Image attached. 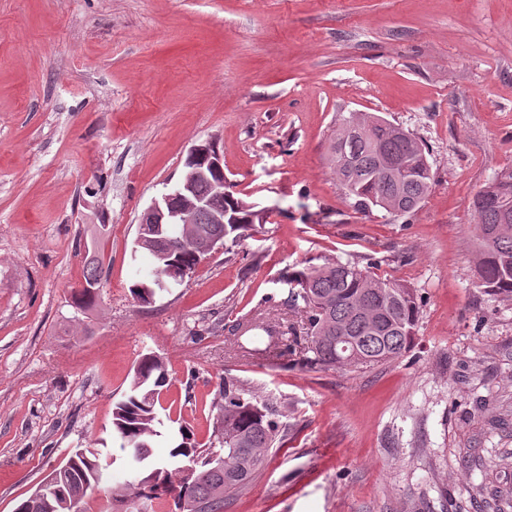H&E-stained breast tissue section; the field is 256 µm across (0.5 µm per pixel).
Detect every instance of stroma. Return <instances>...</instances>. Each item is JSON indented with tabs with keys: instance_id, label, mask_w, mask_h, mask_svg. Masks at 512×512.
<instances>
[{
	"instance_id": "35a3bbf8",
	"label": "stroma",
	"mask_w": 512,
	"mask_h": 512,
	"mask_svg": "<svg viewBox=\"0 0 512 512\" xmlns=\"http://www.w3.org/2000/svg\"><path fill=\"white\" fill-rule=\"evenodd\" d=\"M354 112L424 144L414 213L343 196L329 147ZM206 140L264 222L141 305L138 224ZM507 167L512 0H0V512L81 448L125 481L112 411L148 353L169 378L155 463L180 427L208 441L224 378L276 398L288 432L224 512H479L469 487L512 486V466H467L512 449V298L477 284L472 201ZM371 258L417 296L414 346L311 367L282 274ZM93 259L84 313L71 295ZM243 319L278 344L240 350Z\"/></svg>"
}]
</instances>
